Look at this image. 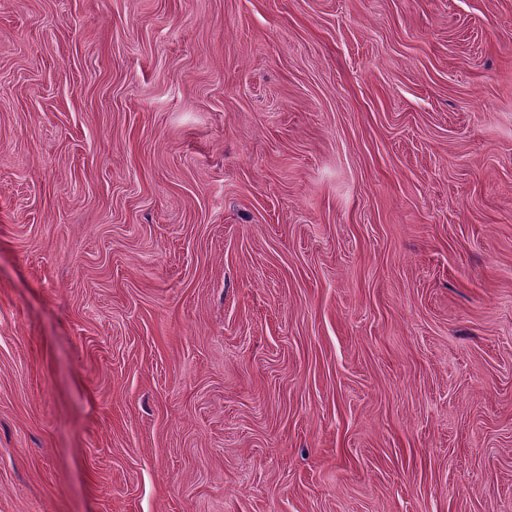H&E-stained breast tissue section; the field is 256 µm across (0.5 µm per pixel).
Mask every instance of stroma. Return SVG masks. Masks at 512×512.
<instances>
[{"label":"stroma","mask_w":512,"mask_h":512,"mask_svg":"<svg viewBox=\"0 0 512 512\" xmlns=\"http://www.w3.org/2000/svg\"><path fill=\"white\" fill-rule=\"evenodd\" d=\"M0 512H512V0H0Z\"/></svg>","instance_id":"35a3bbf8"}]
</instances>
